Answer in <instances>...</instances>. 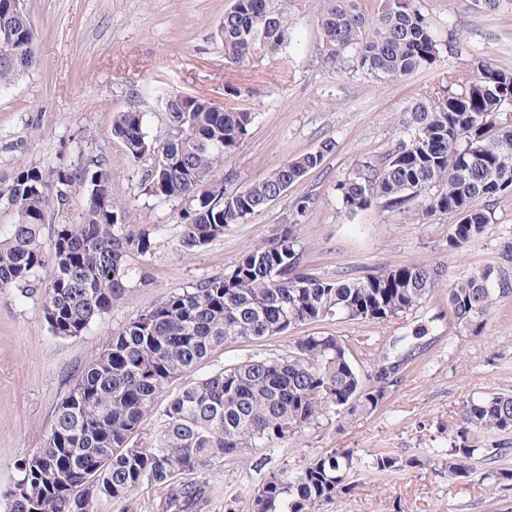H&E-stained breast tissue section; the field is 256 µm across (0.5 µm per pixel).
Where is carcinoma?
I'll use <instances>...</instances> for the list:
<instances>
[{
  "label": "carcinoma",
  "mask_w": 512,
  "mask_h": 512,
  "mask_svg": "<svg viewBox=\"0 0 512 512\" xmlns=\"http://www.w3.org/2000/svg\"><path fill=\"white\" fill-rule=\"evenodd\" d=\"M328 3L322 30L329 58L375 77L400 81L430 68L440 55L417 0H381L371 30L364 14L340 0ZM288 0H233L220 34L224 56L245 65L258 55H279L291 41ZM15 42L24 64L0 56V88L37 62L31 18L0 0V39ZM166 133L148 139L144 115L135 109L112 117V136L137 162L156 154L140 186L144 194L184 204L179 212L182 246L201 248L224 235L318 167L327 141L286 160L263 181L230 191L219 173L238 148L255 113L218 110L190 94L162 97ZM404 137L383 166L336 185L350 213L373 203L422 218L455 219L448 249L464 247L490 223L491 212L475 205L512 198V72L482 60L469 74L452 71L429 88L399 119ZM0 294L41 295L52 334L83 335L132 292L129 261L151 250L155 228L127 224L112 204V166L102 156L82 166L19 169L0 186ZM59 218L43 246L46 216ZM296 225L243 252L228 273L203 279L139 314L109 338L69 380L46 445L19 460L12 487L0 496V512H94L100 501L122 500L147 485L165 491V512H201L212 494L205 482L176 483L218 457L242 456L254 448L275 449L295 430L326 414L346 417L374 411L385 397L384 378L366 377L338 336L298 338L288 356H251L189 382L157 411L169 382L191 370L218 347L280 335L330 316L384 321L426 302L438 285V268L414 263L387 266L358 278L324 280L302 268ZM487 267L456 280L448 303L470 334L481 333L496 297ZM157 432L149 446L131 444L150 418ZM446 456L404 462L378 454L374 469L393 473L430 465L436 473L467 478L468 461L499 459L512 450L483 446L479 433L512 434V394L489 393L465 402L453 426ZM96 484L85 475L97 464ZM358 459L350 449L319 456L293 474L270 473L253 499L254 512H320L354 489L349 477ZM485 479L512 490V470L489 471Z\"/></svg>",
  "instance_id": "1"
}]
</instances>
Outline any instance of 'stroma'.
Wrapping results in <instances>:
<instances>
[{"label": "stroma", "mask_w": 512, "mask_h": 512, "mask_svg": "<svg viewBox=\"0 0 512 512\" xmlns=\"http://www.w3.org/2000/svg\"><path fill=\"white\" fill-rule=\"evenodd\" d=\"M35 27L38 65L0 89V182L25 166L71 167L90 157L112 165V199L127 223L153 224L149 254L131 259L146 285L134 288L75 339L52 335L39 295H0V493L12 486L15 463L44 447L69 377L137 314L208 277L224 274L240 254L296 225L304 270L322 279L355 278L383 266L425 262L441 271L439 285L416 312L381 322L331 317L277 336L240 341L214 350L191 372L173 379L167 395L249 356L288 354L297 339L322 333L346 340L356 367L373 373L385 355L399 364L385 383L376 410L343 419L322 417L269 453L265 467L253 455L220 458L200 480L213 489L205 512H253L252 498L270 472L301 470L336 449L359 460L355 489L322 512H512V490L486 485L485 472L512 468L470 460V475L454 479L426 469L384 475L369 468L371 455L403 460L441 455L463 402L512 391V297L498 299L481 335L457 323L448 287L474 270L494 267L512 286V201L492 207L483 233L459 252L448 249L451 217L422 219L381 205L347 212L339 181L358 175L394 149L401 113L445 71L469 70L487 59L512 70V0L496 9L481 0H419L441 45L433 68L400 82L331 62L323 41L322 0H290L294 20L285 61L267 57L238 66L224 56L218 28L232 0H25ZM238 96H229V88ZM188 92L243 107L256 118L223 175L237 191L262 181L286 159L335 144L323 164L267 208L225 229L207 246L181 245V203L143 194L146 163H131L111 134L112 116L130 107L144 114L149 139L165 120L161 95ZM308 201L298 213L299 201Z\"/></svg>", "instance_id": "stroma-1"}]
</instances>
